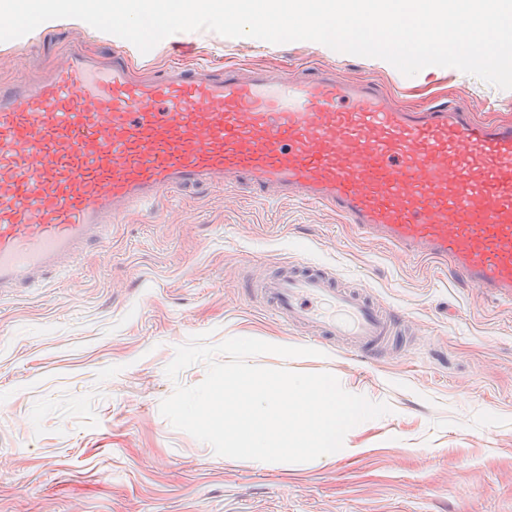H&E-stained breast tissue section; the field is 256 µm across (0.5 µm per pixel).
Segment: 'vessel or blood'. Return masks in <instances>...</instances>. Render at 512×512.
Listing matches in <instances>:
<instances>
[{
    "mask_svg": "<svg viewBox=\"0 0 512 512\" xmlns=\"http://www.w3.org/2000/svg\"><path fill=\"white\" fill-rule=\"evenodd\" d=\"M74 49L34 81L0 83V296L106 247L132 211L193 187L241 186L328 208L360 236L512 299V121L395 104L374 79L323 70L170 64ZM254 296L283 322L379 354L401 318L307 265Z\"/></svg>",
    "mask_w": 512,
    "mask_h": 512,
    "instance_id": "vessel-or-blood-1",
    "label": "vessel or blood"
}]
</instances>
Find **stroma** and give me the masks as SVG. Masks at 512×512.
<instances>
[{"label":"stroma","mask_w":512,"mask_h":512,"mask_svg":"<svg viewBox=\"0 0 512 512\" xmlns=\"http://www.w3.org/2000/svg\"><path fill=\"white\" fill-rule=\"evenodd\" d=\"M127 47L77 19L0 42V82L38 78L66 46ZM264 65L288 79L324 64L381 80L404 105L448 103L512 120V90L452 67L407 77L385 60L311 41L179 32L138 61ZM317 267L403 314L397 352L367 360L249 292L285 264ZM271 336L317 349L286 361L334 372L391 412L351 431L336 464L261 470L175 429L160 402L202 363L165 374L197 334ZM0 512H512V302L435 263L357 236L321 206L198 189L134 211L108 247L66 260L41 288L0 298Z\"/></svg>","instance_id":"1"}]
</instances>
